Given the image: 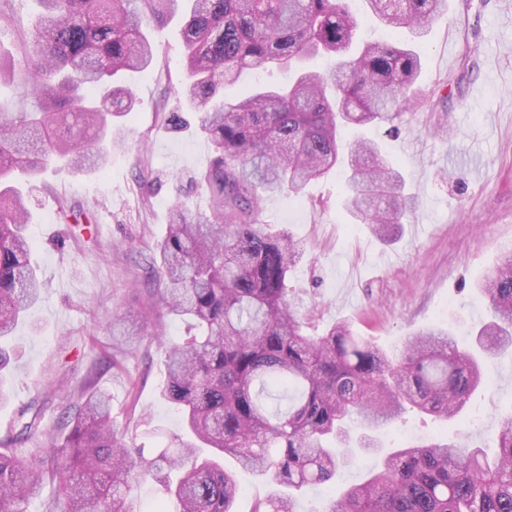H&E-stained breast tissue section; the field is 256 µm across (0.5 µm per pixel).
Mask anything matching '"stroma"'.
I'll return each instance as SVG.
<instances>
[{"mask_svg": "<svg viewBox=\"0 0 512 512\" xmlns=\"http://www.w3.org/2000/svg\"><path fill=\"white\" fill-rule=\"evenodd\" d=\"M12 20L0 50L16 52L37 20L34 0H0ZM155 63L130 80L139 104L116 129L125 140L96 173L46 169L28 191V236L40 265L34 323H20L10 366L11 399L0 405V439L18 413L42 411L46 434L64 439L60 404L84 385L108 394L124 442L153 450L180 432V417L161 397L166 348L142 324L141 308L157 282L146 272L154 245L181 205L206 214L211 199L198 176L212 157L201 115L185 112L177 90L186 78L177 24L149 32ZM422 60L416 103L399 134L346 130L378 142L402 172L417 203L401 236L379 241L345 208L342 178L312 181L300 197L265 196L259 219L303 239L308 250L289 282L319 335L338 322L383 351L411 333L455 325L459 335L486 320L475 282L512 248V0H448V11L414 41ZM131 334H112V317ZM512 413V360L491 366L462 420L441 423L411 413L383 431L388 447L448 440L492 450L501 416ZM373 455L335 479L301 493L296 512H324L360 482Z\"/></svg>", "mask_w": 512, "mask_h": 512, "instance_id": "obj_1", "label": "stroma"}]
</instances>
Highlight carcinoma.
Wrapping results in <instances>:
<instances>
[{
	"mask_svg": "<svg viewBox=\"0 0 512 512\" xmlns=\"http://www.w3.org/2000/svg\"><path fill=\"white\" fill-rule=\"evenodd\" d=\"M37 24L21 46L23 95L0 112V403L17 325L41 298L26 234L23 190L52 165L96 172L123 141L115 119L138 101L119 73L143 72L154 54L151 26L181 23L186 106L203 114L214 157L200 174L211 214L176 207L151 257L166 283L167 314L189 322L167 342L163 397L182 411L184 436L144 454L112 425L110 400L85 396L63 422L60 446L16 447L41 434V415L19 413V431L0 441V512H27L45 479L62 512H141L131 480L147 475L175 512H232L240 493L229 455L268 483L288 488L252 512H293V492L326 483L353 462L354 449L379 459L327 512H512V413L496 431L497 450L433 441L381 451L376 434L415 412L458 418L485 383L488 367L512 350V251L478 284L490 320L468 349L451 329L433 328L391 357L338 323L319 336L304 331L288 274L303 240L260 223V194L298 197L339 167L340 131L375 124L389 133L412 103L421 58L397 37L415 34L448 11V0H363L387 35L356 41L359 16L349 0H35ZM326 55L327 71L300 69ZM296 68L285 86H266L224 102V85L246 69ZM346 207L380 239L416 207L400 171L379 145L358 139L349 155ZM288 397L285 411L266 399ZM361 428L352 439L347 423Z\"/></svg>",
	"mask_w": 512,
	"mask_h": 512,
	"instance_id": "carcinoma-1",
	"label": "carcinoma"
}]
</instances>
